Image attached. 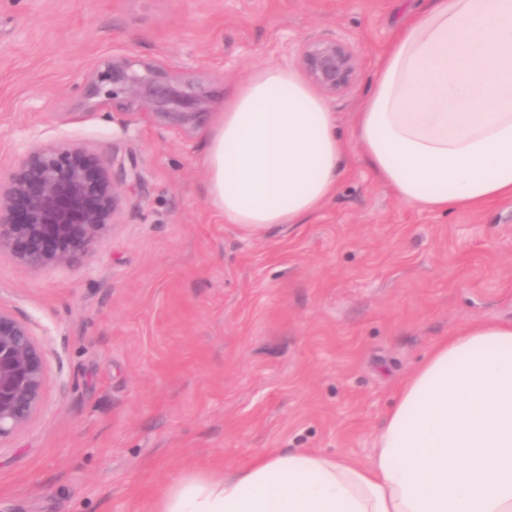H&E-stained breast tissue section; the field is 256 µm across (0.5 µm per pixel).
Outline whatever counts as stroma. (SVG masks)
<instances>
[{
    "label": "stroma",
    "instance_id": "1",
    "mask_svg": "<svg viewBox=\"0 0 512 512\" xmlns=\"http://www.w3.org/2000/svg\"><path fill=\"white\" fill-rule=\"evenodd\" d=\"M429 0H0V179L76 144L140 183L73 266L0 250V309L46 357L44 399L0 439V512H148L176 476L263 448L366 461L402 380L469 321H512V198L433 212L350 155L303 224L253 232L208 202V125L94 105L116 52L193 61L221 110L269 61L334 39L358 57L330 98L352 136L382 53Z\"/></svg>",
    "mask_w": 512,
    "mask_h": 512
}]
</instances>
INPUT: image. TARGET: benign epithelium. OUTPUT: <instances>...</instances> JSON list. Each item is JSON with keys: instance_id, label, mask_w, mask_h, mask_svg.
Segmentation results:
<instances>
[{"instance_id": "7a95c632", "label": "benign epithelium", "mask_w": 512, "mask_h": 512, "mask_svg": "<svg viewBox=\"0 0 512 512\" xmlns=\"http://www.w3.org/2000/svg\"><path fill=\"white\" fill-rule=\"evenodd\" d=\"M357 65L354 51L336 40L312 42L300 55L307 81L326 97L349 88ZM193 69L187 62L144 63L114 53L94 71L85 92L188 129L212 106L206 85L190 77ZM139 179L135 167L123 164L110 174L80 146L30 150L0 186V249L30 267L77 263L116 223L127 186ZM45 374V354L30 327L0 309V438L39 409Z\"/></svg>"}]
</instances>
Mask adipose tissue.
Instances as JSON below:
<instances>
[{
    "mask_svg": "<svg viewBox=\"0 0 512 512\" xmlns=\"http://www.w3.org/2000/svg\"><path fill=\"white\" fill-rule=\"evenodd\" d=\"M403 202L512 198V0H432L386 48L352 139L294 69L260 67L207 136L211 205L244 230L302 224L351 148ZM151 512H512V321H473L403 381L367 463L267 448L174 478Z\"/></svg>",
    "mask_w": 512,
    "mask_h": 512,
    "instance_id": "adipose-tissue-1",
    "label": "adipose tissue"
}]
</instances>
